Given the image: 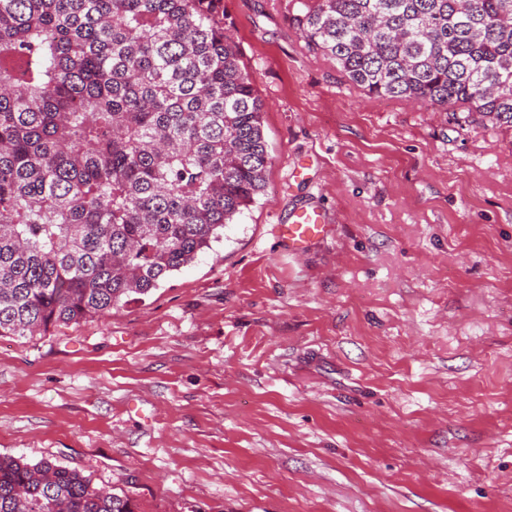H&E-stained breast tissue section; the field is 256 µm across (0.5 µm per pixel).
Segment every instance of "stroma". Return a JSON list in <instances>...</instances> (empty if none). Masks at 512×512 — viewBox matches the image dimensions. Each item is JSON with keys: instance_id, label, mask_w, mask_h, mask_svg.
Masks as SVG:
<instances>
[{"instance_id": "obj_1", "label": "stroma", "mask_w": 512, "mask_h": 512, "mask_svg": "<svg viewBox=\"0 0 512 512\" xmlns=\"http://www.w3.org/2000/svg\"><path fill=\"white\" fill-rule=\"evenodd\" d=\"M288 2L224 0L262 192L148 295L0 337V454L134 512H512V130L351 85ZM331 227L323 209L307 206L295 210L288 223L274 224L273 235L279 252L301 254L325 238Z\"/></svg>"}]
</instances>
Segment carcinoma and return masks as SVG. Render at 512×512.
Wrapping results in <instances>:
<instances>
[{
    "instance_id": "1",
    "label": "carcinoma",
    "mask_w": 512,
    "mask_h": 512,
    "mask_svg": "<svg viewBox=\"0 0 512 512\" xmlns=\"http://www.w3.org/2000/svg\"><path fill=\"white\" fill-rule=\"evenodd\" d=\"M220 2L0 0V336L149 294L262 191L264 105ZM290 21L370 95L512 128V0H294ZM0 512L133 509L0 455Z\"/></svg>"
}]
</instances>
